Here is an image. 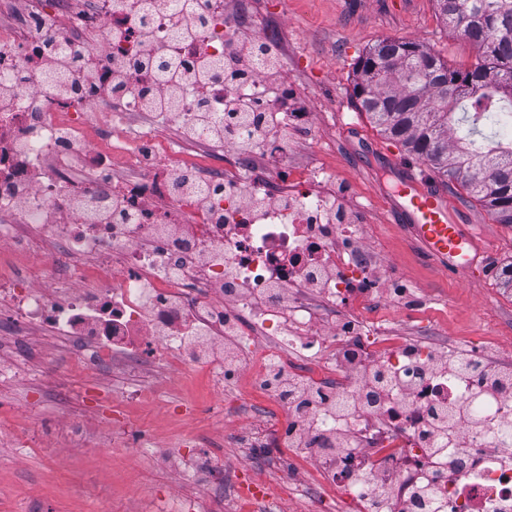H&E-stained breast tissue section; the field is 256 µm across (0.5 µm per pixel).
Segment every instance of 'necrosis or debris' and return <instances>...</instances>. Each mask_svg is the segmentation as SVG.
<instances>
[{
  "label": "necrosis or debris",
  "mask_w": 512,
  "mask_h": 512,
  "mask_svg": "<svg viewBox=\"0 0 512 512\" xmlns=\"http://www.w3.org/2000/svg\"><path fill=\"white\" fill-rule=\"evenodd\" d=\"M165 2L26 0L0 21V245L41 271L1 279L0 309L73 341L88 371L204 365L223 388L260 358L279 413L252 415L241 445L291 448L304 430L318 481L238 475L227 512L288 495L334 512L337 481L352 512H512V362L363 317L401 290L370 277L379 260L328 177L288 165L289 126L314 115L290 110L288 86L267 93L279 21L193 0L175 27ZM230 99L252 108L231 137Z\"/></svg>",
  "instance_id": "obj_1"
}]
</instances>
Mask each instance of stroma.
<instances>
[{
    "label": "stroma",
    "mask_w": 512,
    "mask_h": 512,
    "mask_svg": "<svg viewBox=\"0 0 512 512\" xmlns=\"http://www.w3.org/2000/svg\"><path fill=\"white\" fill-rule=\"evenodd\" d=\"M282 8L288 63L279 81L299 92L301 107L313 113L310 129L289 131V161L326 172L337 196L360 227L363 247L387 263L386 275L413 289L411 301L394 307L378 300L376 313L403 336L432 330L449 348L483 341L502 360L512 359V286L502 271L512 264V224L496 223L458 184L437 178L459 223L472 225L487 258L470 275L442 273L400 224L391 192L396 186L389 156L404 149L380 135L352 97L355 65L379 40L418 41L450 64L464 68L477 51L452 34L435 0H250V10L266 19ZM20 375L0 384V435L12 447L0 449V512H154L158 501L190 504L204 500L206 512H224L232 476L252 464L256 478L272 481L289 471L301 484L314 471L285 448H255L243 455L236 440L249 405H264L255 391V369L246 366L233 387L246 407L224 405L211 377L198 371L183 376L157 367L149 373L150 396L129 403L130 420L153 446L131 455L103 442L121 438L120 425H108L105 401L137 378L106 369L81 372L75 346L47 339L43 330L0 331V360ZM52 365L55 374L43 373ZM197 441L183 447L184 437ZM63 453L49 465L48 455ZM198 458L221 482H174L182 458Z\"/></svg>",
    "instance_id": "stroma-1"
}]
</instances>
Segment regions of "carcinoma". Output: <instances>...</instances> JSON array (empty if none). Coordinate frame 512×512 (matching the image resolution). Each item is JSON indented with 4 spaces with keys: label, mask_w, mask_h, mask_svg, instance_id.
<instances>
[{
    "label": "carcinoma",
    "mask_w": 512,
    "mask_h": 512,
    "mask_svg": "<svg viewBox=\"0 0 512 512\" xmlns=\"http://www.w3.org/2000/svg\"><path fill=\"white\" fill-rule=\"evenodd\" d=\"M443 19L478 51L454 67L423 44L383 39L359 59L356 108L388 139L460 184L498 224H512V139L481 129L512 119V0H436Z\"/></svg>",
    "instance_id": "cac0c4a2"
}]
</instances>
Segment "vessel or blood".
Segmentation results:
<instances>
[{
	"label": "vessel or blood",
	"instance_id": "vessel-or-blood-1",
	"mask_svg": "<svg viewBox=\"0 0 512 512\" xmlns=\"http://www.w3.org/2000/svg\"><path fill=\"white\" fill-rule=\"evenodd\" d=\"M393 166L399 175L394 209L422 252L451 275L476 269L482 248L468 226L458 223L446 193L401 158H394Z\"/></svg>",
	"mask_w": 512,
	"mask_h": 512
}]
</instances>
